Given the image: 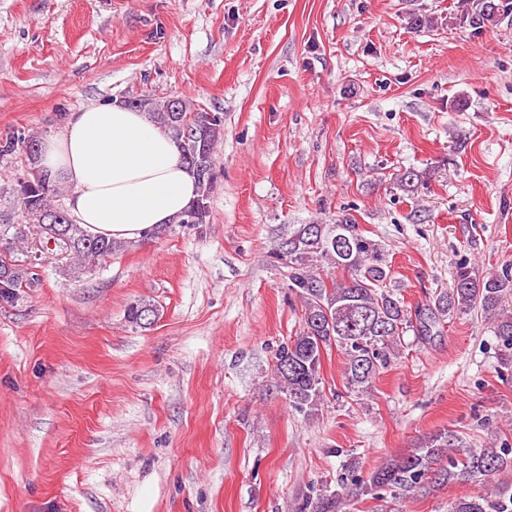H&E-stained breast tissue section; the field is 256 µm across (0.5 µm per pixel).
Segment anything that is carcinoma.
Here are the masks:
<instances>
[{
    "label": "carcinoma",
    "mask_w": 512,
    "mask_h": 512,
    "mask_svg": "<svg viewBox=\"0 0 512 512\" xmlns=\"http://www.w3.org/2000/svg\"><path fill=\"white\" fill-rule=\"evenodd\" d=\"M472 23L496 25L512 14V0H475ZM168 100H151L146 112L159 127L172 133L181 150V159L190 171H196L193 159L206 155L213 166L215 145L224 137V120L216 116L207 136L200 143L180 133L179 125L194 124L203 112L167 111ZM40 145L33 135L12 134L0 139V157L15 152L28 153ZM198 192L193 203L204 204L201 223L209 222L215 178L196 176ZM57 184L41 169L20 186L27 213L38 219L39 243L47 242L60 232L66 238L65 253L77 258L72 270L78 278L85 271L123 250L122 241L106 240L85 233L80 225L52 205ZM330 261L343 272L331 284L308 269L312 256ZM278 257L288 264V288L303 302L301 324L295 336L276 354L274 373L278 389L288 405L307 416L312 415L323 399L322 356L335 348L345 358L343 377L348 392L357 396L371 393L382 370L391 365L404 336L414 331L426 336L447 319L470 311H480L502 346L512 350V265L501 272L482 276L467 263L456 268L452 287L432 299V305L411 312L397 290L387 287L392 272L382 247L365 237L359 225L343 214L334 224H302L279 246ZM40 285L34 263L19 264L0 255V302L12 305L21 298L23 289ZM158 317L155 305L140 300L130 306L128 322L147 328ZM512 446L468 448L454 435L444 431L431 435L418 447L373 471L368 479L343 473L337 479L340 491L327 497L320 512H332L348 486L355 489L385 491L393 499L426 493L445 484L479 482L496 478L492 492L457 498L448 503V512H512Z\"/></svg>",
    "instance_id": "carcinoma-1"
}]
</instances>
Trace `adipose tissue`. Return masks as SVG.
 Here are the masks:
<instances>
[{
    "label": "adipose tissue",
    "mask_w": 512,
    "mask_h": 512,
    "mask_svg": "<svg viewBox=\"0 0 512 512\" xmlns=\"http://www.w3.org/2000/svg\"><path fill=\"white\" fill-rule=\"evenodd\" d=\"M41 165L70 188L68 208L88 234L147 244L197 196L170 133L147 113L90 105L42 144Z\"/></svg>",
    "instance_id": "adipose-tissue-1"
}]
</instances>
